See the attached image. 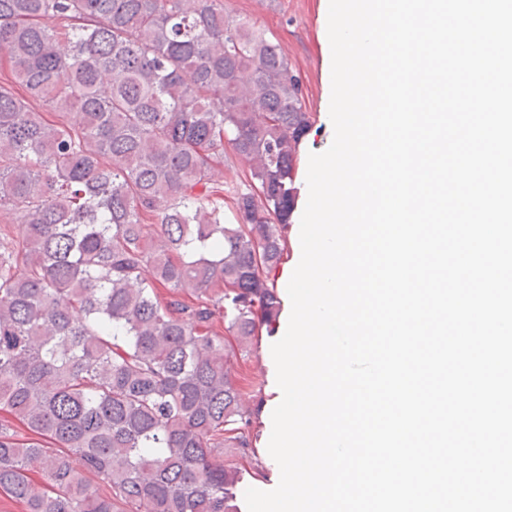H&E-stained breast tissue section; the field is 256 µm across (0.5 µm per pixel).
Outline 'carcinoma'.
<instances>
[{
  "label": "carcinoma",
  "instance_id": "obj_1",
  "mask_svg": "<svg viewBox=\"0 0 512 512\" xmlns=\"http://www.w3.org/2000/svg\"><path fill=\"white\" fill-rule=\"evenodd\" d=\"M0 54V209L25 217L0 233V413L27 432L0 423V493L240 512L262 400L229 352L279 318L299 72L224 0H0Z\"/></svg>",
  "mask_w": 512,
  "mask_h": 512
}]
</instances>
